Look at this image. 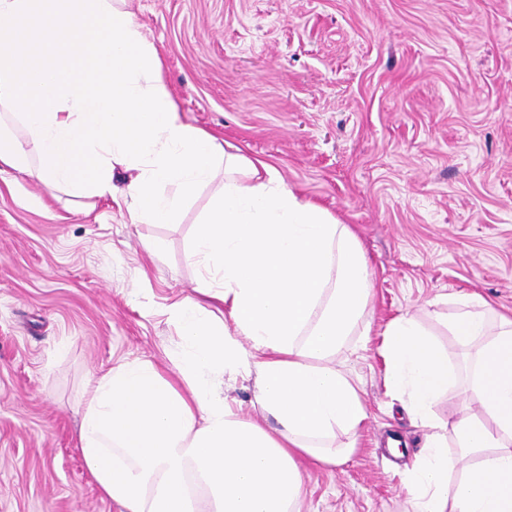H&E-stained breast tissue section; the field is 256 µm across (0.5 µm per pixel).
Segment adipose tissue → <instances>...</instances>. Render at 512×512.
<instances>
[{
  "mask_svg": "<svg viewBox=\"0 0 512 512\" xmlns=\"http://www.w3.org/2000/svg\"><path fill=\"white\" fill-rule=\"evenodd\" d=\"M124 2L0 0V112L23 132L0 141V166L74 197H110L131 221L151 224L178 223L182 197L223 180L189 254L217 265L220 282H201L197 296L169 307L186 347L177 378L136 360L89 381L83 459L120 512H296L300 458L342 461L349 451L331 438L357 434L367 418L333 362L371 296L364 250L274 165L227 153L183 122L158 53ZM117 167L129 173L121 192ZM168 183L177 196L161 194ZM204 295L228 307L232 326L213 317ZM466 304L447 327L460 344L480 343L464 388L478 411L454 425L456 462L434 414L453 381L447 351L407 316L384 331L385 382L430 429L410 480L415 512H512V317L478 297ZM224 368L254 375V405L276 428L233 411L214 381ZM457 464L463 476L452 487Z\"/></svg>",
  "mask_w": 512,
  "mask_h": 512,
  "instance_id": "1",
  "label": "adipose tissue"
}]
</instances>
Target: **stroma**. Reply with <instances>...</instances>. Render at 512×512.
<instances>
[{
  "label": "stroma",
  "instance_id": "1",
  "mask_svg": "<svg viewBox=\"0 0 512 512\" xmlns=\"http://www.w3.org/2000/svg\"><path fill=\"white\" fill-rule=\"evenodd\" d=\"M186 123L273 163L349 224L373 284L335 365L368 418L339 465L300 463V512H414L407 479L426 430L384 380L382 332L412 316L472 367L444 326L460 297L512 316V0H129ZM216 184L176 224L131 223L110 198H75L0 170V512H118L85 465L84 389L119 360L172 369L168 308L208 274L187 259ZM247 418L253 379L219 378Z\"/></svg>",
  "mask_w": 512,
  "mask_h": 512
}]
</instances>
